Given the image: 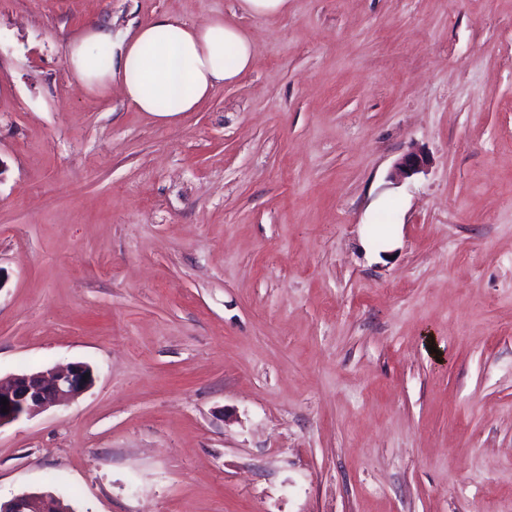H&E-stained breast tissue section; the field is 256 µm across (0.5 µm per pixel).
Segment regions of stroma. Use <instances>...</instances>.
Masks as SVG:
<instances>
[{
  "mask_svg": "<svg viewBox=\"0 0 512 512\" xmlns=\"http://www.w3.org/2000/svg\"><path fill=\"white\" fill-rule=\"evenodd\" d=\"M218 12L255 62L194 111L65 65ZM0 276V377L95 373L1 501L512 512V0H0ZM240 9L252 17L277 15L288 9V0H239ZM428 163L427 156L418 150L404 154L396 164L395 177L397 179L409 178L420 172Z\"/></svg>",
  "mask_w": 512,
  "mask_h": 512,
  "instance_id": "stroma-1",
  "label": "stroma"
}]
</instances>
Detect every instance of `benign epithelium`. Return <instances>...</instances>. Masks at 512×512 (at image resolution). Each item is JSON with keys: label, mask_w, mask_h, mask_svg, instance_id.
I'll use <instances>...</instances> for the list:
<instances>
[{"label": "benign epithelium", "mask_w": 512, "mask_h": 512, "mask_svg": "<svg viewBox=\"0 0 512 512\" xmlns=\"http://www.w3.org/2000/svg\"><path fill=\"white\" fill-rule=\"evenodd\" d=\"M428 163L418 150L404 154L396 164L395 177L409 178ZM92 367L85 362L0 378V399L9 401V412H0V427L17 422L61 403L76 399L93 387ZM0 512H57L56 498L45 492H23L0 502Z\"/></svg>", "instance_id": "1"}]
</instances>
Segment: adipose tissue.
<instances>
[{
  "label": "adipose tissue",
  "instance_id": "1",
  "mask_svg": "<svg viewBox=\"0 0 512 512\" xmlns=\"http://www.w3.org/2000/svg\"><path fill=\"white\" fill-rule=\"evenodd\" d=\"M111 45L109 31L89 30L68 46L69 72L100 95L120 79L128 101L157 116L194 111L218 85L236 82L253 58L248 32L218 13L198 23L164 16L126 35L118 53Z\"/></svg>",
  "mask_w": 512,
  "mask_h": 512
}]
</instances>
